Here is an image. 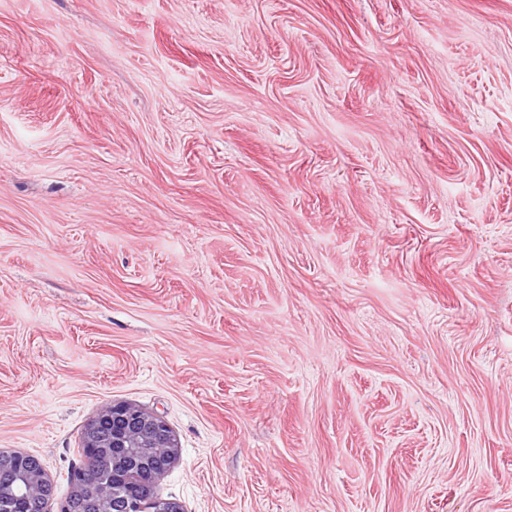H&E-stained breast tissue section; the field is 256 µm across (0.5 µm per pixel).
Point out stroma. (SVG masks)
Wrapping results in <instances>:
<instances>
[{
	"mask_svg": "<svg viewBox=\"0 0 512 512\" xmlns=\"http://www.w3.org/2000/svg\"><path fill=\"white\" fill-rule=\"evenodd\" d=\"M117 402L184 512H512V0H0V450Z\"/></svg>",
	"mask_w": 512,
	"mask_h": 512,
	"instance_id": "obj_1",
	"label": "stroma"
}]
</instances>
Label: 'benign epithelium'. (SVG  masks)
Instances as JSON below:
<instances>
[{"instance_id":"obj_1","label":"benign epithelium","mask_w":512,"mask_h":512,"mask_svg":"<svg viewBox=\"0 0 512 512\" xmlns=\"http://www.w3.org/2000/svg\"><path fill=\"white\" fill-rule=\"evenodd\" d=\"M173 431L159 415L116 403L87 425L83 454L94 475L78 471L63 512H183L154 496L155 480L177 456ZM52 484L39 460L22 452H0V512H41Z\"/></svg>"}]
</instances>
